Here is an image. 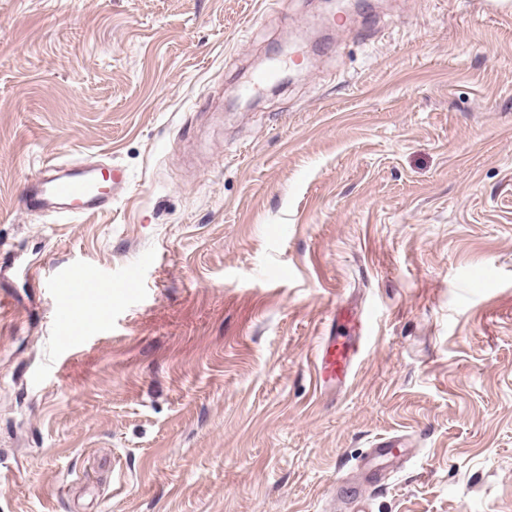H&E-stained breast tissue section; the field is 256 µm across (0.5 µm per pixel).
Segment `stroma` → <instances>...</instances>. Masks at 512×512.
Wrapping results in <instances>:
<instances>
[{
  "mask_svg": "<svg viewBox=\"0 0 512 512\" xmlns=\"http://www.w3.org/2000/svg\"><path fill=\"white\" fill-rule=\"evenodd\" d=\"M0 0V512H512V12L482 0ZM291 81L235 102L261 56ZM110 210L28 214L51 158ZM112 308L60 338V269ZM39 278L28 279V268ZM370 318L315 384L337 311ZM365 320L360 316L336 314V332L323 336L314 355L315 375L320 387L341 389L350 380L358 355L357 342L362 336H352L351 332L362 334ZM411 444L404 435H392L374 440L362 459L360 468L364 473V484L359 486L340 485L336 490V499L347 512H364V489L376 485L382 479L377 468L380 460H398L407 454Z\"/></svg>",
  "mask_w": 512,
  "mask_h": 512,
  "instance_id": "1",
  "label": "stroma"
}]
</instances>
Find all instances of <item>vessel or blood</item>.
Masks as SVG:
<instances>
[{"label": "vessel or blood", "mask_w": 512, "mask_h": 512, "mask_svg": "<svg viewBox=\"0 0 512 512\" xmlns=\"http://www.w3.org/2000/svg\"><path fill=\"white\" fill-rule=\"evenodd\" d=\"M125 183V175L117 167H90L85 161L44 162L29 178L24 195L27 213L36 216L78 218L112 206V191ZM62 299L55 310L59 328H67L78 303L91 289L100 287L101 279L93 267L75 273L58 275ZM364 321L345 313L336 316V331L324 337L314 355L318 383L326 389H340L350 380L358 355L357 332L363 331ZM410 446L402 435L376 439L361 462L365 483L342 485L336 498L346 512H365V485L378 484L382 479L379 461L400 459Z\"/></svg>", "instance_id": "obj_1"}]
</instances>
